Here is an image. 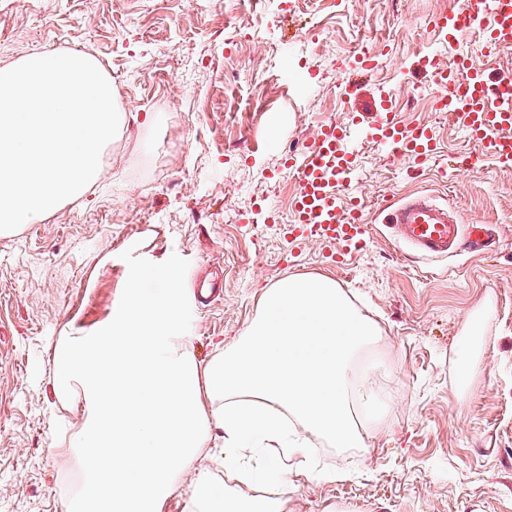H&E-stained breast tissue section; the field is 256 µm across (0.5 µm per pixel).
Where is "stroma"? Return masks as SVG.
I'll return each mask as SVG.
<instances>
[{
    "label": "stroma",
    "instance_id": "35a3bbf8",
    "mask_svg": "<svg viewBox=\"0 0 512 512\" xmlns=\"http://www.w3.org/2000/svg\"><path fill=\"white\" fill-rule=\"evenodd\" d=\"M448 0H0V67L77 50L112 81L125 118L84 195L0 233V512H65L84 478L67 445L80 400L55 384L56 348L104 328L130 288L180 289L177 322L201 363L231 348L263 291L325 276L381 328L377 390L387 416L362 448L320 443L317 464L271 447L247 487L224 472L212 428L201 463L222 491L274 487L283 512H512V168L476 151L435 112L423 55L458 56L512 81V47L485 60L475 39L428 22ZM377 66L351 68L355 48ZM392 101L434 127L414 161L369 136L351 189L371 234L352 266L319 242L288 241L287 149L327 122L355 130ZM488 225L482 253L427 259L382 210L415 194Z\"/></svg>",
    "mask_w": 512,
    "mask_h": 512
}]
</instances>
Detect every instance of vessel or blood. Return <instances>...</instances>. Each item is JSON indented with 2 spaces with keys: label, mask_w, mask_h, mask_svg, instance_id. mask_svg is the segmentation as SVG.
Instances as JSON below:
<instances>
[{
  "label": "vessel or blood",
  "mask_w": 512,
  "mask_h": 512,
  "mask_svg": "<svg viewBox=\"0 0 512 512\" xmlns=\"http://www.w3.org/2000/svg\"><path fill=\"white\" fill-rule=\"evenodd\" d=\"M433 30L449 31L451 38L479 30L485 57L512 47V0H465L463 6L433 17ZM433 76L432 101L436 111L460 118L468 136L484 146L500 163L512 165V87L491 85L482 67L470 59L454 68L424 57ZM371 138L386 151L421 162L436 150V134L425 123H405L392 108L374 113ZM352 135L345 127L322 124L313 139L304 143L289 165L296 175L290 197L288 235L292 241L317 238L351 265L358 245L367 234L365 204L350 189L354 174ZM387 217L399 240L415 247L426 258H442L455 247L460 226L447 206L420 194L388 206Z\"/></svg>",
  "instance_id": "vessel-or-blood-1"
}]
</instances>
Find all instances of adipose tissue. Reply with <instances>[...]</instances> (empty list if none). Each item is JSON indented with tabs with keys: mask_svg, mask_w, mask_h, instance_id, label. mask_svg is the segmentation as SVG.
Instances as JSON below:
<instances>
[{
	"mask_svg": "<svg viewBox=\"0 0 512 512\" xmlns=\"http://www.w3.org/2000/svg\"><path fill=\"white\" fill-rule=\"evenodd\" d=\"M177 309V290L135 287L106 328L60 345L58 387L85 410L70 438L84 485L67 512H160L187 471L200 512H282L277 498L215 494L200 464L215 425L224 468L242 484L252 481L250 456L269 442L295 453L317 438L363 447L375 371L359 360L380 329L336 282L290 277L267 288L245 335L205 364L181 336Z\"/></svg>",
	"mask_w": 512,
	"mask_h": 512,
	"instance_id": "adipose-tissue-1",
	"label": "adipose tissue"
}]
</instances>
